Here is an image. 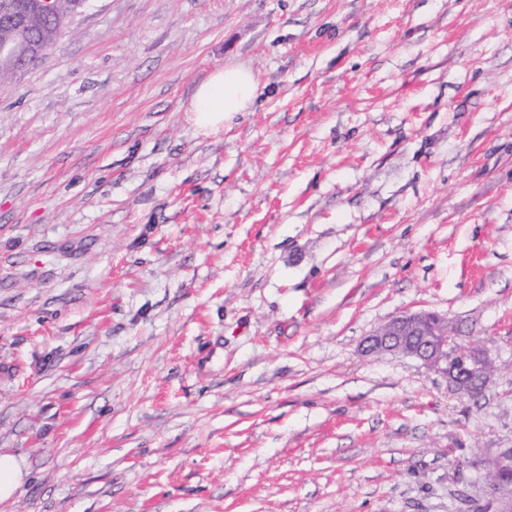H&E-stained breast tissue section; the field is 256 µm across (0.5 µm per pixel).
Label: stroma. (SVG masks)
<instances>
[{"label": "stroma", "instance_id": "stroma-1", "mask_svg": "<svg viewBox=\"0 0 512 512\" xmlns=\"http://www.w3.org/2000/svg\"><path fill=\"white\" fill-rule=\"evenodd\" d=\"M421 309L478 399L362 352ZM503 448L512 0H89L0 85V512H473ZM258 90V81L250 69L242 66L217 68L198 86L188 111L200 130L218 132L234 113L248 109ZM24 474L13 455L0 454V502L11 499L23 482Z\"/></svg>", "mask_w": 512, "mask_h": 512}]
</instances>
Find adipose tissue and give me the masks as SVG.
<instances>
[{"label":"adipose tissue","mask_w":512,"mask_h":512,"mask_svg":"<svg viewBox=\"0 0 512 512\" xmlns=\"http://www.w3.org/2000/svg\"><path fill=\"white\" fill-rule=\"evenodd\" d=\"M258 81L242 66L215 69L196 89L188 107L195 125L204 132L223 129L234 113L243 112L258 95Z\"/></svg>","instance_id":"obj_1"}]
</instances>
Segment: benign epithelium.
<instances>
[{
	"mask_svg": "<svg viewBox=\"0 0 512 512\" xmlns=\"http://www.w3.org/2000/svg\"><path fill=\"white\" fill-rule=\"evenodd\" d=\"M458 337L448 331V320L432 312L402 313L365 337L363 351L367 353H398L420 360L426 367L437 370L448 379V385L461 396H470L491 379L485 356L472 349L471 367L476 377L469 379L454 364ZM488 512H512V500L500 495L496 485L484 482Z\"/></svg>",
	"mask_w": 512,
	"mask_h": 512,
	"instance_id": "obj_1",
	"label": "benign epithelium"
}]
</instances>
